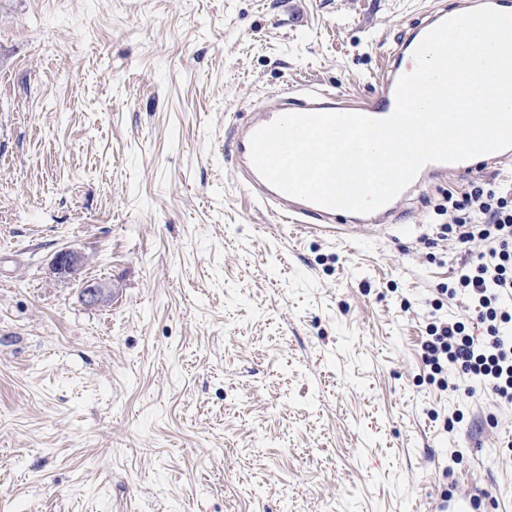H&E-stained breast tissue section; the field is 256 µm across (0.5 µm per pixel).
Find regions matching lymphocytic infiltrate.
<instances>
[{
  "mask_svg": "<svg viewBox=\"0 0 512 512\" xmlns=\"http://www.w3.org/2000/svg\"><path fill=\"white\" fill-rule=\"evenodd\" d=\"M447 202L450 222L443 225V234L480 250L458 285L478 308L484 332L477 336L464 321L436 319L429 323L421 344L422 360L438 375L442 389L455 390L472 379L488 385L497 400L512 404V335L506 332L512 324V197L477 178L466 193L448 195ZM477 214L483 215V223H473ZM491 240L496 248L481 251V244ZM448 365L457 369L456 381L443 378Z\"/></svg>",
  "mask_w": 512,
  "mask_h": 512,
  "instance_id": "lymphocytic-infiltrate-1",
  "label": "lymphocytic infiltrate"
}]
</instances>
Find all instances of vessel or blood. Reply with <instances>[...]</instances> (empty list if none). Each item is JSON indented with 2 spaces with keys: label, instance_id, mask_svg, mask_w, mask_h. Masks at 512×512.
I'll list each match as a JSON object with an SVG mask.
<instances>
[{
  "label": "vessel or blood",
  "instance_id": "obj_1",
  "mask_svg": "<svg viewBox=\"0 0 512 512\" xmlns=\"http://www.w3.org/2000/svg\"><path fill=\"white\" fill-rule=\"evenodd\" d=\"M512 13V0H457L454 8L439 7L427 12L415 22L409 32L396 40L388 52L386 73L379 82L374 95L358 105V114L383 119L390 116L396 105L395 90L399 78L408 72L406 60L413 56L426 34L452 15H459L480 6ZM344 107L337 95L327 90H297L295 93L279 97L275 104L255 110L248 121L233 122L229 130L227 154L234 162L235 170L244 176L248 191L260 201L276 205L282 222L300 227H313L324 233H334L336 228L353 225L366 228L370 225L389 220L396 211L399 202L407 200L414 188L428 180H440L445 177H462L493 172L506 162L512 161V148L480 156L479 160H465L457 163L432 162L426 164L413 179L411 187L398 194L396 200L388 202L379 209L360 214L345 210L330 209L314 202L290 196L271 185L256 169L251 159V137L255 131L285 114H305L313 112L340 113Z\"/></svg>",
  "mask_w": 512,
  "mask_h": 512
}]
</instances>
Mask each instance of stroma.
Instances as JSON below:
<instances>
[{
	"mask_svg": "<svg viewBox=\"0 0 512 512\" xmlns=\"http://www.w3.org/2000/svg\"><path fill=\"white\" fill-rule=\"evenodd\" d=\"M431 6L0 0V512H512V406L421 359L432 316L475 314L439 237L469 177L312 233L224 151L284 86L372 95ZM56 274L65 280L80 278L83 269L82 256L72 250L59 251L53 261ZM111 291L106 284L97 280H84L81 284V297L91 306H101L111 300Z\"/></svg>",
	"mask_w": 512,
	"mask_h": 512,
	"instance_id": "obj_1",
	"label": "stroma"
}]
</instances>
